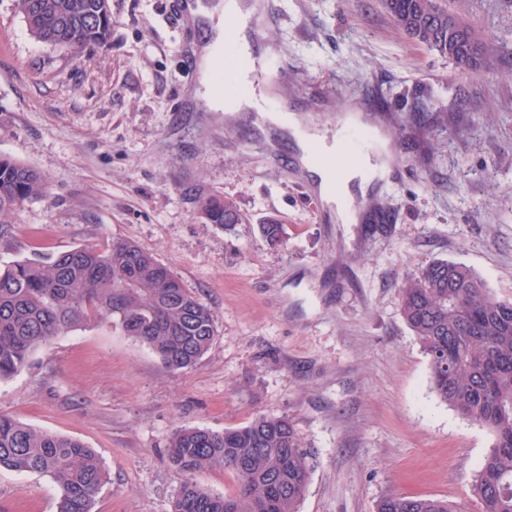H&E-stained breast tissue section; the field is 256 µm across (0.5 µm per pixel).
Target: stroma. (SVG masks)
<instances>
[{"mask_svg": "<svg viewBox=\"0 0 512 512\" xmlns=\"http://www.w3.org/2000/svg\"><path fill=\"white\" fill-rule=\"evenodd\" d=\"M101 45L36 42L0 0V153L41 172L0 239V265L93 241L152 253L213 311L214 342L167 368L105 321L53 337L0 381V414L94 448L108 481L92 512H170L166 444L179 426L215 432L288 418L313 457L299 512H375L392 494L479 512L471 485L492 433L442 402L400 311V289L436 260L471 267L512 300V0H462L489 70L464 74L398 35L381 0H264L258 33L288 109L334 137L345 112L385 113L404 165L372 183L385 230L315 206L290 134L258 112H209L174 0H110ZM234 201L227 232L201 199ZM281 221L287 243L258 226ZM37 473L0 470V512H57Z\"/></svg>", "mask_w": 512, "mask_h": 512, "instance_id": "1", "label": "stroma"}]
</instances>
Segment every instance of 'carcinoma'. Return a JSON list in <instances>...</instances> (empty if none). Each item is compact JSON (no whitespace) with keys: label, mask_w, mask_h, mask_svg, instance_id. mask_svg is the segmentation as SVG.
I'll list each match as a JSON object with an SVG mask.
<instances>
[{"label":"carcinoma","mask_w":512,"mask_h":512,"mask_svg":"<svg viewBox=\"0 0 512 512\" xmlns=\"http://www.w3.org/2000/svg\"><path fill=\"white\" fill-rule=\"evenodd\" d=\"M30 35L56 48L81 50L107 39L110 0H14ZM395 29L448 58L460 70L489 68L484 44L465 14L447 0H382ZM45 177L0 155V238L25 201L44 195ZM200 211L230 231L242 223L235 203L205 199ZM271 246L285 243L282 225L260 227ZM402 316L429 360L436 395L487 428L492 448L477 470L472 493L480 512H512V301L498 299L463 263L438 260L400 292ZM108 320L150 349L168 368L188 369L216 332L211 309L172 271L130 241L89 242L44 262L13 261L0 268V381L23 371L33 351L52 337ZM181 477L171 512H298L309 483L311 453L286 417L258 415L213 432L182 427L168 441ZM223 467L235 487L219 494L191 481ZM0 469L38 473L59 488L57 512H91L106 482L94 449L78 438L0 415ZM376 512H463L442 498L390 495Z\"/></svg>","instance_id":"cac0c4a2"}]
</instances>
